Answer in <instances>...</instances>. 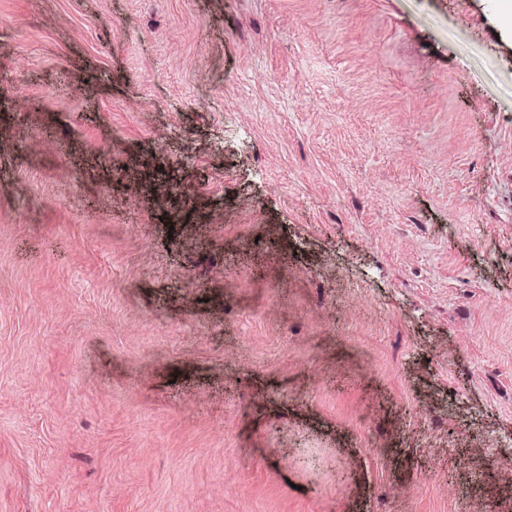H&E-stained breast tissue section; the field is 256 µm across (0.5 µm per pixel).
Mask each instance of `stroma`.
Instances as JSON below:
<instances>
[{
    "instance_id": "obj_1",
    "label": "stroma",
    "mask_w": 512,
    "mask_h": 512,
    "mask_svg": "<svg viewBox=\"0 0 512 512\" xmlns=\"http://www.w3.org/2000/svg\"><path fill=\"white\" fill-rule=\"evenodd\" d=\"M501 3L0 0V512H512Z\"/></svg>"
}]
</instances>
